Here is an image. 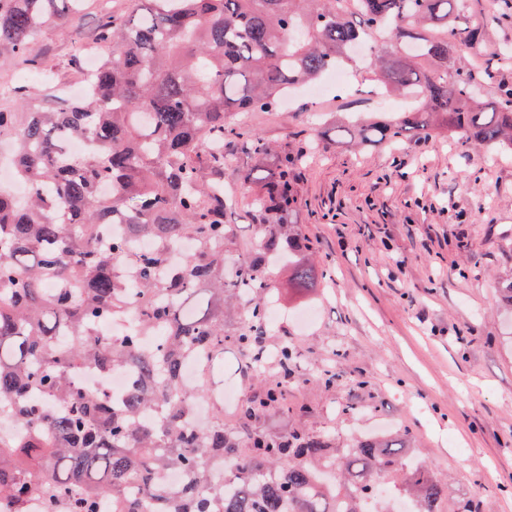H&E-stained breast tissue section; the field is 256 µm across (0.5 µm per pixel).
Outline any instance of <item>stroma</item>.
Instances as JSON below:
<instances>
[{
  "instance_id": "stroma-1",
  "label": "stroma",
  "mask_w": 512,
  "mask_h": 512,
  "mask_svg": "<svg viewBox=\"0 0 512 512\" xmlns=\"http://www.w3.org/2000/svg\"><path fill=\"white\" fill-rule=\"evenodd\" d=\"M99 11L44 27L34 51L44 61L30 74L70 85L75 43H93ZM512 22L479 47H458L466 60L491 63L512 84ZM366 70L352 65L342 92L316 98L307 89L272 112L236 120L276 147L298 149L311 138L299 169L295 223L327 274L299 288L279 265L275 323L265 346L286 338L301 365L288 384L293 414L267 417L273 430L300 428L344 448L358 435L408 429L409 456L449 476L478 512H512V156L462 150L437 136L356 150L337 138L351 115L372 114ZM308 147V146H307ZM252 163L244 143L224 145V221L235 243L227 270L255 255L252 190L238 177ZM335 369L325 386L323 373ZM225 403L233 424L240 400L259 388L238 348H224Z\"/></svg>"
}]
</instances>
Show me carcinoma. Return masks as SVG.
<instances>
[{
    "label": "carcinoma",
    "instance_id": "obj_1",
    "mask_svg": "<svg viewBox=\"0 0 512 512\" xmlns=\"http://www.w3.org/2000/svg\"><path fill=\"white\" fill-rule=\"evenodd\" d=\"M80 0H0V54L15 70L41 59V28ZM130 13L103 12L95 34L107 48L71 101L41 98L13 83L0 104V136L14 146L23 201L0 187V410L25 426L0 435V499L13 512L43 496V512H367L390 483L410 512H477L450 484L404 458L406 439L357 441L342 454L299 430L260 425L288 414L285 386L298 376L293 346L272 347L273 270L283 260L312 285L310 243L293 225L302 155L278 153L228 118L272 111L290 90L353 62L414 106L338 130L359 145L428 138L438 129L460 146L512 153V85L461 63L459 44L485 39L491 16L470 27L467 0H134ZM75 137L85 153L67 149ZM247 141L256 186L257 256L224 273L234 230L224 223V140ZM115 224L125 225L121 232ZM136 241L147 250L133 251ZM248 304L224 332V293ZM138 319L135 331L104 336L105 323ZM245 352L259 391L224 426V407L194 427L224 344ZM205 354L199 386H182L184 365ZM278 370L265 369L268 360ZM121 365L137 375L121 405L73 379ZM171 469L190 476L163 483Z\"/></svg>",
    "mask_w": 512,
    "mask_h": 512
}]
</instances>
